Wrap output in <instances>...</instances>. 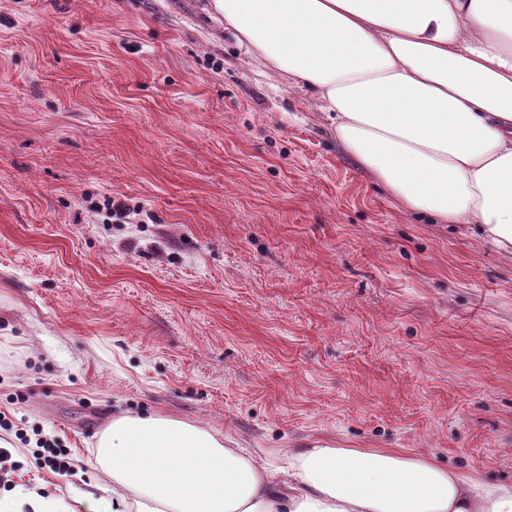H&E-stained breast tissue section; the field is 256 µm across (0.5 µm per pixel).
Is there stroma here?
Wrapping results in <instances>:
<instances>
[{"instance_id":"35a3bbf8","label":"stroma","mask_w":512,"mask_h":512,"mask_svg":"<svg viewBox=\"0 0 512 512\" xmlns=\"http://www.w3.org/2000/svg\"><path fill=\"white\" fill-rule=\"evenodd\" d=\"M205 5L0 0V496L111 497L100 436L149 413L279 482L323 440L511 484L512 256L403 212ZM40 446L34 451L36 459L44 468H48L52 472L64 476L69 473L71 469L70 462L68 461V453L66 449L59 448L57 444L50 443L48 440H41Z\"/></svg>"}]
</instances>
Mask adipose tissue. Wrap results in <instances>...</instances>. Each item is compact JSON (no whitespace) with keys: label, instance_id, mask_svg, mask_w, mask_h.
Here are the masks:
<instances>
[{"label":"adipose tissue","instance_id":"obj_1","mask_svg":"<svg viewBox=\"0 0 512 512\" xmlns=\"http://www.w3.org/2000/svg\"><path fill=\"white\" fill-rule=\"evenodd\" d=\"M265 68L312 89L402 209L512 256V0H209ZM88 512H512V485L399 449L289 452L287 484L219 431L114 416Z\"/></svg>","mask_w":512,"mask_h":512}]
</instances>
